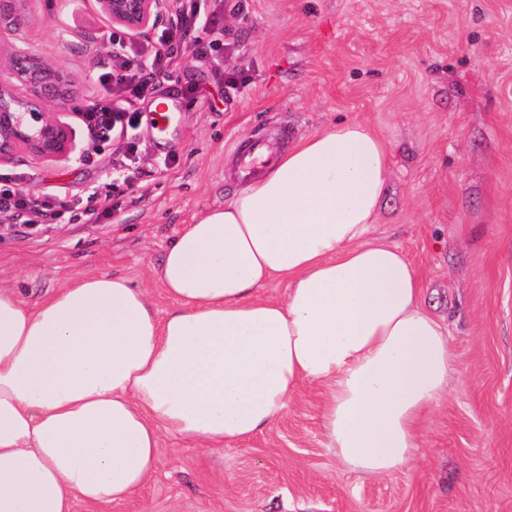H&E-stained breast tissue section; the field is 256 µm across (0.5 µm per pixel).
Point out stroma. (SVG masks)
I'll use <instances>...</instances> for the list:
<instances>
[{
    "label": "stroma",
    "instance_id": "stroma-1",
    "mask_svg": "<svg viewBox=\"0 0 512 512\" xmlns=\"http://www.w3.org/2000/svg\"><path fill=\"white\" fill-rule=\"evenodd\" d=\"M223 60L182 42V94L159 139L150 100L126 136L75 156L20 154L0 173L31 199L97 190L106 214L63 211L0 234V284L37 300L91 273L147 288L157 316L171 303L149 277L181 229L237 190L229 155L264 135L278 151L344 120L384 138L388 193L375 236L399 244L448 322L458 356L447 396L428 415L410 460L372 478L344 470L321 433L319 388H304L248 446L212 453L164 437L155 478L132 499L75 512H512V0H248L225 11ZM102 37L86 45V32ZM96 0H26L0 21V45L27 47L100 95L112 49ZM138 147L135 176L112 167ZM92 153L89 163L79 162Z\"/></svg>",
    "mask_w": 512,
    "mask_h": 512
}]
</instances>
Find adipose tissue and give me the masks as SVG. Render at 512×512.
<instances>
[{"label": "adipose tissue", "mask_w": 512, "mask_h": 512, "mask_svg": "<svg viewBox=\"0 0 512 512\" xmlns=\"http://www.w3.org/2000/svg\"><path fill=\"white\" fill-rule=\"evenodd\" d=\"M388 176L384 140L353 121L276 155L150 266L173 303L162 320L122 274L34 302L0 284V512L122 503L163 436L245 446L309 385L348 470L403 466L456 354L404 249L370 236Z\"/></svg>", "instance_id": "adipose-tissue-1"}]
</instances>
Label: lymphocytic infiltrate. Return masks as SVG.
<instances>
[{
	"label": "lymphocytic infiltrate",
	"mask_w": 512,
	"mask_h": 512,
	"mask_svg": "<svg viewBox=\"0 0 512 512\" xmlns=\"http://www.w3.org/2000/svg\"><path fill=\"white\" fill-rule=\"evenodd\" d=\"M215 10L207 13L197 5L176 11L168 28L162 29L151 42L116 40L112 43L110 64L104 65L98 76L102 89L100 100L88 108L82 124L93 141L122 137L128 127L134 126L137 114L131 111L128 102L141 98L155 82L171 78L176 56L172 44L173 32L193 44H200L201 34L212 33L208 46L220 51L222 43L215 38L216 11L223 0H213ZM140 57V67H132L133 57ZM57 198L45 197L40 209L30 211L29 199L19 194L17 184L10 176H0V216L13 221L30 223L31 219L45 220L58 215Z\"/></svg>",
	"instance_id": "f902f5d3"
}]
</instances>
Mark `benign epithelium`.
<instances>
[{
    "mask_svg": "<svg viewBox=\"0 0 512 512\" xmlns=\"http://www.w3.org/2000/svg\"><path fill=\"white\" fill-rule=\"evenodd\" d=\"M171 0H97L112 28L132 37L154 34L168 19ZM81 96L56 65L14 47L0 61V164L24 151L44 160L70 158L73 131L61 120Z\"/></svg>",
    "mask_w": 512,
    "mask_h": 512,
    "instance_id": "benign-epithelium-1",
    "label": "benign epithelium"
}]
</instances>
